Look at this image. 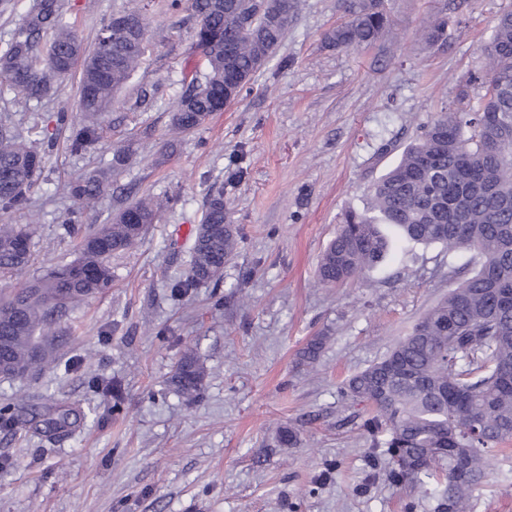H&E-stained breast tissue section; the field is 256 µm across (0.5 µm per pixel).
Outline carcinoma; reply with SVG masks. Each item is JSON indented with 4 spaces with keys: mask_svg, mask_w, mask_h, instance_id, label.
I'll use <instances>...</instances> for the list:
<instances>
[{
    "mask_svg": "<svg viewBox=\"0 0 512 512\" xmlns=\"http://www.w3.org/2000/svg\"><path fill=\"white\" fill-rule=\"evenodd\" d=\"M117 13L122 26L100 28L83 54L64 0H33L11 40L0 50V78L15 95L41 99L82 63L79 115L58 113L70 131L74 154L99 137L93 118L112 109L116 94L140 68L148 49L149 4ZM295 0H169L196 18L193 49L204 59L176 102L173 128L202 126L224 101L236 99L280 45ZM348 19L326 35L342 48L373 44L387 22L384 0H346ZM447 22L423 28L436 43ZM487 92L462 111L437 113L421 127L396 164L373 183L368 205L345 214L320 258L317 278L337 288L363 279L387 255L382 224L396 226L418 244H439L450 253H472L476 267L443 300L425 311L380 360L343 381L352 404L373 413L357 429L388 455L390 482L411 487L442 481L437 512H470L492 460L512 441V12L496 21L484 48ZM43 171V154L21 135L0 126V276L23 272L31 263L37 226L6 219L30 211L32 190ZM104 188L90 173L68 185L74 202L63 224L76 236V257L0 297V374L26 375L53 360L47 341L56 320L112 288L111 258L135 245L171 198H142L108 224L84 228L79 219ZM237 246V231L224 214V192L209 195L185 280L191 288L219 280ZM327 337H312L302 359L312 363ZM206 369L188 349L170 377L174 391L196 399ZM85 414L57 407L29 420L9 407L0 425H30L46 435Z\"/></svg>",
    "mask_w": 512,
    "mask_h": 512,
    "instance_id": "1",
    "label": "carcinoma"
}]
</instances>
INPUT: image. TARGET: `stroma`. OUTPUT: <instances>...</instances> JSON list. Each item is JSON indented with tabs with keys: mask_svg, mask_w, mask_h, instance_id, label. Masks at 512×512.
I'll return each instance as SVG.
<instances>
[{
	"mask_svg": "<svg viewBox=\"0 0 512 512\" xmlns=\"http://www.w3.org/2000/svg\"><path fill=\"white\" fill-rule=\"evenodd\" d=\"M153 0L145 64L102 118L86 153L72 154L60 111L77 109L79 73L41 100L0 82V125L46 143L28 219L38 224L27 276L67 262V183L104 169L85 224L105 223L143 196L170 206L132 248L113 255L111 289L57 321L56 360L27 377H0V407L69 406L87 416L46 437L0 427V512H434L436 500L389 483L341 396L342 381L382 358L455 288L470 260L439 246L393 242L364 280L336 289L316 278L345 211L363 209L372 182L435 113L485 94L484 46L512 0H385L389 25L371 46L325 42L344 0H296L285 36L240 96L194 131L171 134L184 82L203 62L195 19ZM85 50L130 0H66ZM446 39L420 37L428 20ZM390 153H383V146ZM126 165L112 168L116 150ZM224 191L237 248L220 281L182 295L189 248L209 194ZM328 342L314 368L307 341ZM206 367L199 397L169 379L186 348ZM300 431L294 448L279 427ZM512 442L495 460L472 512H512Z\"/></svg>",
	"mask_w": 512,
	"mask_h": 512,
	"instance_id": "1",
	"label": "stroma"
}]
</instances>
